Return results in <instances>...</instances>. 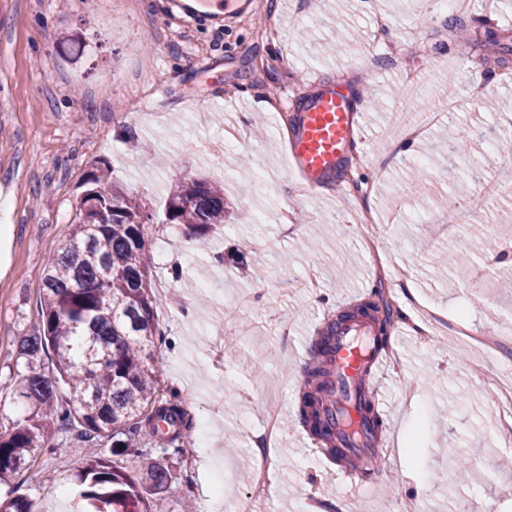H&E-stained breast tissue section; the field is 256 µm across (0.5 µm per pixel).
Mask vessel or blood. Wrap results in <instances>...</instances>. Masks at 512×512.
<instances>
[{
    "label": "vessel or blood",
    "instance_id": "vessel-or-blood-1",
    "mask_svg": "<svg viewBox=\"0 0 512 512\" xmlns=\"http://www.w3.org/2000/svg\"><path fill=\"white\" fill-rule=\"evenodd\" d=\"M251 4L252 0H169L170 7L192 19L207 13L217 20L230 18L246 13ZM295 110L289 156L304 188L311 191L343 163L359 127L358 107L344 85L313 82ZM372 335L365 318L341 325L336 332V366L342 385L361 386L369 392L375 410L387 415L391 405L382 397L380 384L388 359L374 349ZM338 432L346 440V455L382 458V449L356 448L355 438L362 432L360 420L340 423Z\"/></svg>",
    "mask_w": 512,
    "mask_h": 512
}]
</instances>
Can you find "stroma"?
I'll list each match as a JSON object with an SVG mask.
<instances>
[{
	"instance_id": "obj_1",
	"label": "stroma",
	"mask_w": 512,
	"mask_h": 512,
	"mask_svg": "<svg viewBox=\"0 0 512 512\" xmlns=\"http://www.w3.org/2000/svg\"><path fill=\"white\" fill-rule=\"evenodd\" d=\"M0 0V420L22 412L15 381L25 369L14 339L42 325L39 295L47 262L70 237L75 201L96 166L142 198L153 215L145 239L153 256L156 297L178 289L182 305H158L162 336L154 357L165 383L179 391L195 422H208L210 455L196 453L193 430L183 453L154 448L131 454L168 466L172 481L157 512H211L215 470L224 474L222 512H233L252 483L251 433L269 405L280 411L271 453L270 494L257 512H303L307 499L325 512H469L473 501L512 512V443L498 428L497 385L512 383V338L493 355L454 331L424 343L405 314L413 300L439 314L466 312L473 329L512 328V288L487 289L512 274V199L480 208L465 234L468 262L431 270V255L459 235L443 218L472 197L493 169H512V151L493 168L449 156L443 133L492 145L512 137V0H472L469 13L437 10L431 0H264L231 25L184 22L166 0ZM390 27L373 41L378 16ZM346 80L364 101L362 140L344 175L305 192L285 147L294 101L285 86ZM499 108L441 112L400 153L399 118L415 92L439 103L470 85ZM277 127L251 138L216 164L213 145L238 127ZM427 175L413 181L412 168ZM202 177L223 184L228 214L206 245L165 221L170 183ZM374 218L371 240L353 225L359 208ZM296 226L284 233L282 212ZM251 249L239 253L241 241ZM259 264L264 280L248 267ZM404 268L387 395L393 414L381 430V472L355 489L315 452L299 417L302 382L313 365L317 329L368 300L384 275ZM315 271L318 285L295 279ZM287 331H280V324ZM62 455L35 465L1 492L32 499L40 512H71L58 492L84 459L65 432Z\"/></svg>"
}]
</instances>
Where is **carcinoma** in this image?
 Segmentation results:
<instances>
[{
    "instance_id": "obj_1",
    "label": "carcinoma",
    "mask_w": 512,
    "mask_h": 512,
    "mask_svg": "<svg viewBox=\"0 0 512 512\" xmlns=\"http://www.w3.org/2000/svg\"><path fill=\"white\" fill-rule=\"evenodd\" d=\"M84 184L71 237L47 263L42 329L17 340L27 370L15 395L29 414L0 431V483L23 474L44 454H62L56 434L72 431L77 441L96 446L74 475L75 497L87 505L78 512H153L171 481L169 470L152 461L133 474L112 461L138 444L179 453L193 429L153 357L158 301L144 237L152 215L104 170L89 172ZM165 208L167 223L183 225L203 243L224 223V187L180 179ZM467 251L461 240L455 252L435 255L436 270ZM367 308L381 317L377 340L383 346L394 310L376 301L361 306ZM346 319L343 314L327 323L314 344L315 364L302 396L303 423L332 456L341 451L325 397L335 370L336 327ZM0 512H37V505L7 495L0 497Z\"/></svg>"
}]
</instances>
